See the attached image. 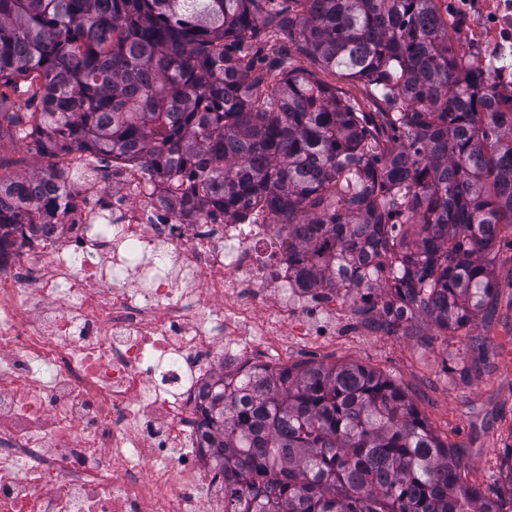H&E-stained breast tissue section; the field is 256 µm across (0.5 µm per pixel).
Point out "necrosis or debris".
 Wrapping results in <instances>:
<instances>
[{
    "instance_id": "4bbe7bcc",
    "label": "necrosis or debris",
    "mask_w": 512,
    "mask_h": 512,
    "mask_svg": "<svg viewBox=\"0 0 512 512\" xmlns=\"http://www.w3.org/2000/svg\"><path fill=\"white\" fill-rule=\"evenodd\" d=\"M438 2L459 81L512 112V0ZM82 161L52 157L57 205L0 262V512H224L205 393L282 367V330L347 334L356 288L303 289L274 215L188 224L139 158Z\"/></svg>"
}]
</instances>
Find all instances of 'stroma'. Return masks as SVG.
I'll use <instances>...</instances> for the list:
<instances>
[{
	"label": "stroma",
	"instance_id": "35a3bbf8",
	"mask_svg": "<svg viewBox=\"0 0 512 512\" xmlns=\"http://www.w3.org/2000/svg\"><path fill=\"white\" fill-rule=\"evenodd\" d=\"M293 64L356 99L363 111H375L360 81L318 69L298 52ZM45 168V154L0 139V172L39 173ZM502 237L491 265L498 292L490 317L447 334L421 314L389 332L373 329L359 315L350 335L325 344L304 347L289 336L282 342L292 365L353 362L388 377L456 451L466 483L487 497L493 496L500 468L512 453V231L504 230Z\"/></svg>",
	"mask_w": 512,
	"mask_h": 512
}]
</instances>
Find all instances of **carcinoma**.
Masks as SVG:
<instances>
[{
	"instance_id": "obj_1",
	"label": "carcinoma",
	"mask_w": 512,
	"mask_h": 512,
	"mask_svg": "<svg viewBox=\"0 0 512 512\" xmlns=\"http://www.w3.org/2000/svg\"><path fill=\"white\" fill-rule=\"evenodd\" d=\"M0 0V132L46 154L133 153L185 182L186 219L260 206L288 225V266L334 288L362 243L400 276L376 290L443 330L486 311L512 229V117L477 112L448 59L434 0ZM387 112L246 43L274 20ZM26 95L10 100L6 91ZM0 174V253L53 181ZM202 433L224 473V512H512V462L495 497L401 388L358 363L219 375Z\"/></svg>"
}]
</instances>
